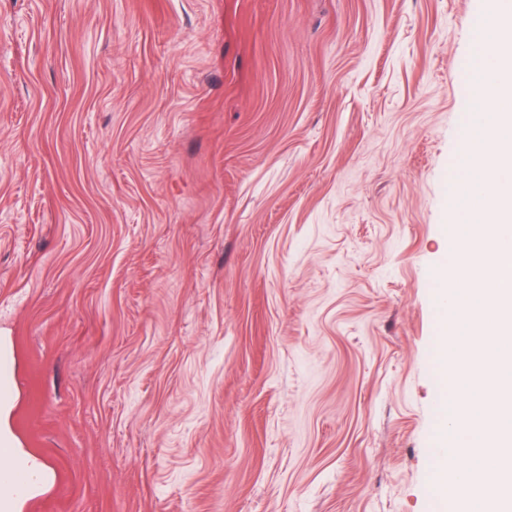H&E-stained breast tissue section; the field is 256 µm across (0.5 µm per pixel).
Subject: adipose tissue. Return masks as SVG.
I'll return each instance as SVG.
<instances>
[{
	"instance_id": "ef3b65f1",
	"label": "adipose tissue",
	"mask_w": 512,
	"mask_h": 512,
	"mask_svg": "<svg viewBox=\"0 0 512 512\" xmlns=\"http://www.w3.org/2000/svg\"><path fill=\"white\" fill-rule=\"evenodd\" d=\"M51 477L49 465L12 444H0V512H17L22 499Z\"/></svg>"
}]
</instances>
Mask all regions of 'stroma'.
I'll return each mask as SVG.
<instances>
[{"instance_id":"1","label":"stroma","mask_w":512,"mask_h":512,"mask_svg":"<svg viewBox=\"0 0 512 512\" xmlns=\"http://www.w3.org/2000/svg\"><path fill=\"white\" fill-rule=\"evenodd\" d=\"M482 5L0 0L19 512H429Z\"/></svg>"}]
</instances>
